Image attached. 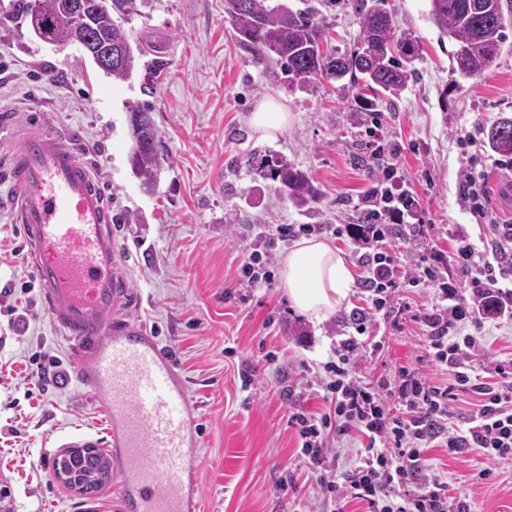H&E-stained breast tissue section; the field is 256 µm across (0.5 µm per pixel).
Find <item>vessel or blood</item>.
Returning <instances> with one entry per match:
<instances>
[{
  "label": "vessel or blood",
  "mask_w": 512,
  "mask_h": 512,
  "mask_svg": "<svg viewBox=\"0 0 512 512\" xmlns=\"http://www.w3.org/2000/svg\"><path fill=\"white\" fill-rule=\"evenodd\" d=\"M8 177L41 301L110 421L90 445L111 451L123 512H201L196 406L156 336L124 313L128 277L105 185L74 143L45 130L18 138Z\"/></svg>",
  "instance_id": "b4317fda"
}]
</instances>
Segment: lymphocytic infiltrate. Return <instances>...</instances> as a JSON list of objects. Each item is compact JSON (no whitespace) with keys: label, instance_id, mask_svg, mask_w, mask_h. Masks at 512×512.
<instances>
[{"label":"lymphocytic infiltrate","instance_id":"1","mask_svg":"<svg viewBox=\"0 0 512 512\" xmlns=\"http://www.w3.org/2000/svg\"><path fill=\"white\" fill-rule=\"evenodd\" d=\"M471 170L459 192L471 216L492 232L482 244L458 234L453 258H445L426 242L422 225L412 217L419 205L405 189L395 164L362 200L368 217L363 224H267L261 235L268 244L325 231L350 240L358 250L361 275L356 285L364 304L355 308L349 332L323 365L318 385L325 403L312 412L292 404L289 420L299 435L301 455L308 461L312 488L331 512H347L351 503L366 512H472L447 480L429 464L425 451L445 448L458 454L479 449L488 460L512 459V361L494 362L489 376L469 366L474 357H488L481 332L486 323L512 310V224L501 222L490 208L484 165L472 157ZM422 245L414 263L400 265L397 241ZM432 286L436 301L426 312L400 303L407 288ZM401 329L406 321L424 326L430 363L451 369L446 386L434 385L423 370L402 366L394 381L367 383L355 367L382 350L378 321ZM472 391L479 401L465 429L451 426V404ZM361 442L354 464L337 470L333 442Z\"/></svg>","mask_w":512,"mask_h":512}]
</instances>
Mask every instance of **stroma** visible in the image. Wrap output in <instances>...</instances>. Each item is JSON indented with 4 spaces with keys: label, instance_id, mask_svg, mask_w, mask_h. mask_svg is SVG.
Masks as SVG:
<instances>
[{
    "label": "stroma",
    "instance_id": "obj_1",
    "mask_svg": "<svg viewBox=\"0 0 512 512\" xmlns=\"http://www.w3.org/2000/svg\"><path fill=\"white\" fill-rule=\"evenodd\" d=\"M327 26L329 47L350 51L359 28L353 0H288ZM400 27L419 42L414 76L394 100L362 97L360 89L320 84L286 89L252 66L224 14V0H153L134 34L145 68L112 81L76 46L38 41L20 20L0 25V118L16 128H48L79 144L94 160L121 218V257L129 276L130 318L144 322L172 355L199 407L203 512H308L312 476L288 421L289 395L307 393L341 339V322L359 306L358 293L318 322L297 313L282 284L250 288L240 266L264 248V224H355L356 204L371 183L359 115L381 113L399 149L405 186L418 199L430 237L453 252L458 232L472 241L475 223L459 194L465 154L459 135L512 117V50L484 76L454 79L452 42L432 23L430 0H386ZM290 115L276 139L260 138L250 116L266 99ZM149 106L159 131L161 168L146 192L129 164L128 111ZM0 129V492L12 512H120L113 486L79 495L57 480L66 442L103 437L109 427L76 379L75 354L40 301L27 248L10 209ZM488 193L499 217L512 222V172L485 150ZM283 159L307 172L324 193L300 211L259 171ZM379 355L357 375L376 379L425 352L419 325H381ZM60 371L32 383L31 371ZM427 457L476 512H512V460L488 464L470 448ZM488 478H479L482 469ZM291 479L295 494L280 490Z\"/></svg>",
    "mask_w": 512,
    "mask_h": 512
}]
</instances>
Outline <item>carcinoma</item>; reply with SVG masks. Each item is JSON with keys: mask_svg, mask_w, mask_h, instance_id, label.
<instances>
[{"mask_svg": "<svg viewBox=\"0 0 512 512\" xmlns=\"http://www.w3.org/2000/svg\"><path fill=\"white\" fill-rule=\"evenodd\" d=\"M87 25L64 26L59 37L65 46H83L87 40L125 46L122 62L109 76L129 80L145 52L134 41L131 23L144 17L151 0H95ZM386 0H360L356 5L359 44L350 53L323 49L324 26L313 14L292 9L278 0H224V14L233 25L239 48L253 66L283 85L311 86L349 80L364 86L376 98L397 97L412 78L410 64L418 55L416 39L400 29L385 8ZM430 19L454 45L451 73L463 78L482 76L492 69L512 28V0H430ZM61 0H15L0 25L18 16L37 13L43 21L56 20ZM132 147L129 163L146 191H151L160 166L158 130L149 109L134 107L128 116ZM492 149L512 155V118L501 117L487 134ZM266 178L293 206L311 209L323 194L304 172L283 160L267 163ZM79 483L97 491L112 477L111 462L100 449L60 460Z\"/></svg>", "mask_w": 512, "mask_h": 512, "instance_id": "carcinoma-1", "label": "carcinoma"}]
</instances>
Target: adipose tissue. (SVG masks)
<instances>
[{"label":"adipose tissue","instance_id":"adipose-tissue-1","mask_svg":"<svg viewBox=\"0 0 512 512\" xmlns=\"http://www.w3.org/2000/svg\"><path fill=\"white\" fill-rule=\"evenodd\" d=\"M281 266L284 291L300 313L321 321L347 302L353 273L327 240L305 238L294 243Z\"/></svg>","mask_w":512,"mask_h":512}]
</instances>
